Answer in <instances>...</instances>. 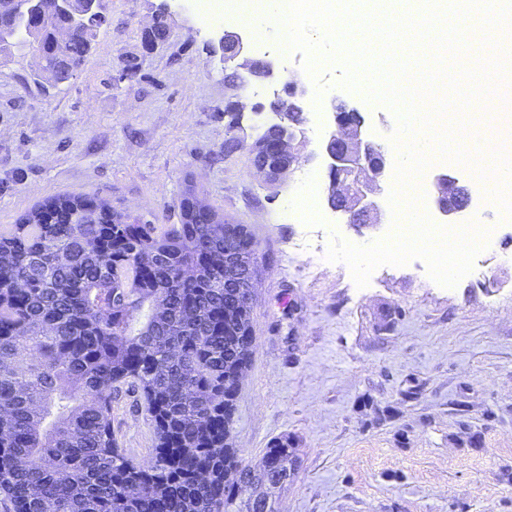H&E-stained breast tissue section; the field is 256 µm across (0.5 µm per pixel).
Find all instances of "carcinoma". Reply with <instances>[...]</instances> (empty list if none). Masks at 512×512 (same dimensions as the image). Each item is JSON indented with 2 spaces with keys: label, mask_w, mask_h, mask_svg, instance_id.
<instances>
[{
  "label": "carcinoma",
  "mask_w": 512,
  "mask_h": 512,
  "mask_svg": "<svg viewBox=\"0 0 512 512\" xmlns=\"http://www.w3.org/2000/svg\"><path fill=\"white\" fill-rule=\"evenodd\" d=\"M17 12L0 0V60L23 42L69 81L107 16L85 0ZM181 200L167 228L122 221L95 195H58L0 230V494L12 512H266L237 501L224 471L256 488L288 479L281 437L245 463L229 436L250 309L224 287V250L252 249L241 224H205ZM98 213L83 223L75 208ZM197 268L193 277L182 268ZM140 394L152 461H130L112 428V396Z\"/></svg>",
  "instance_id": "1"
}]
</instances>
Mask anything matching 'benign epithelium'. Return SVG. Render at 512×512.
Wrapping results in <instances>:
<instances>
[{
	"label": "benign epithelium",
	"mask_w": 512,
	"mask_h": 512,
	"mask_svg": "<svg viewBox=\"0 0 512 512\" xmlns=\"http://www.w3.org/2000/svg\"><path fill=\"white\" fill-rule=\"evenodd\" d=\"M218 48L226 59H236L244 50L243 38L236 31H223L218 40ZM246 70L242 75L231 74L229 80L239 87L245 86V76L268 78L273 74L272 63L254 62L242 64ZM288 101L298 109H303L309 90L298 79L285 83ZM281 122L272 125L275 135L269 141L255 145L254 166L269 180L284 176L296 161L289 150V144L296 139L294 127L288 125V114L279 112ZM336 130L327 133L324 147L329 185L327 204L335 213L348 217V224L356 230L374 228L380 223V209L377 197L383 192V183L390 176V162L387 152L375 140L365 136L366 117L356 108H345L334 113ZM458 179L450 173H441L434 178V203L438 211L448 218L461 212L457 205V195L452 193ZM234 266L239 272L237 279L224 282L239 290L245 305L253 302L256 281V260L254 253L241 252L234 255Z\"/></svg>",
	"instance_id": "benign-epithelium-1"
}]
</instances>
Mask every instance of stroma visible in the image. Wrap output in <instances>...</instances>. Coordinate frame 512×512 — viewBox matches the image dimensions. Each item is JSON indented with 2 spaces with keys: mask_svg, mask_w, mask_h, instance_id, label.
<instances>
[{
  "mask_svg": "<svg viewBox=\"0 0 512 512\" xmlns=\"http://www.w3.org/2000/svg\"><path fill=\"white\" fill-rule=\"evenodd\" d=\"M160 4L108 0L110 23L69 82L50 85L18 49L0 69V226L62 193L177 224L193 191L254 242L253 339L230 443L255 464L278 438L293 441L295 466L268 492L272 512H512V223H499L468 168L453 164L472 196L456 222L495 228L482 273L447 288L414 258L377 267L360 287L345 262L311 261L315 246L366 245L396 222L385 195L374 229L355 231L329 209L322 143L335 106L366 112L385 147L394 115L342 88L343 69L322 70L325 107L303 112L317 134L294 141L300 161L289 175L264 181L251 146L280 120L267 90L306 79L302 53L284 60L248 36L243 58L271 62L273 75L238 88L213 53L214 27L192 8L172 9L166 38L146 43ZM130 60L138 77L119 80ZM230 100L245 106L234 132ZM232 134L240 146L228 155ZM307 177L318 188L314 213L283 223L286 205L309 199ZM112 426L129 459H150L154 435L137 395L113 400Z\"/></svg>",
  "mask_w": 512,
  "mask_h": 512,
  "instance_id": "obj_1",
  "label": "stroma"
}]
</instances>
